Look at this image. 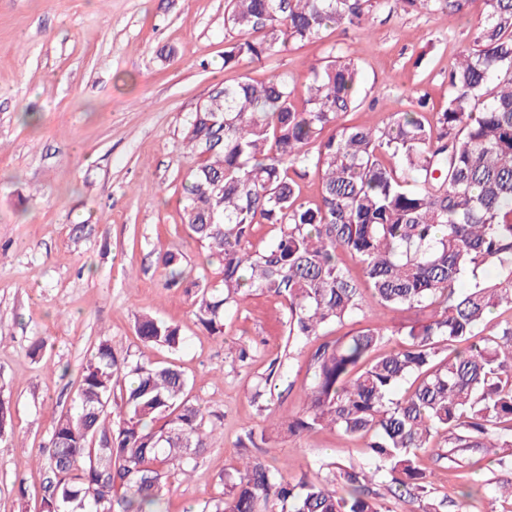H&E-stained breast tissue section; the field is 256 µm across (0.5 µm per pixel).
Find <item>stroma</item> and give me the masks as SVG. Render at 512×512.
Segmentation results:
<instances>
[{"label":"stroma","mask_w":512,"mask_h":512,"mask_svg":"<svg viewBox=\"0 0 512 512\" xmlns=\"http://www.w3.org/2000/svg\"><path fill=\"white\" fill-rule=\"evenodd\" d=\"M225 0H0V398L12 429L0 436V512H40L49 477L36 463L54 424L72 411L90 350L109 340L121 357L148 352L185 373L214 435L189 475L172 479L166 512H197L223 492L242 455L292 477L340 485L338 466L368 467L362 440L321 428L299 436L266 430L267 419L303 409L312 384V343H289L281 298L252 293L224 321V336L202 331L194 291L165 287L159 248L175 244L189 266L180 202L193 163L183 139L196 105L224 81L285 73L304 98L308 69L337 44L361 67L360 107L348 122L374 125L427 94L448 99V65L468 46L484 10L373 14L365 29L327 31L324 41L224 67ZM144 312L181 326L172 352L144 349L134 325ZM421 311L375 317L372 299L354 321L326 329L333 340L381 319L395 348ZM42 349H35V342ZM246 360H239L240 349ZM273 396L255 398L261 378ZM262 433L244 445L246 431ZM437 496L478 490L474 512H512L490 484L495 454L482 470L450 472L425 456Z\"/></svg>","instance_id":"obj_1"}]
</instances>
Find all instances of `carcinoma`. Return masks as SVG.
Wrapping results in <instances>:
<instances>
[{
  "mask_svg": "<svg viewBox=\"0 0 512 512\" xmlns=\"http://www.w3.org/2000/svg\"><path fill=\"white\" fill-rule=\"evenodd\" d=\"M390 1L407 14L450 17L472 2L226 0L224 69L321 42L332 28L362 29ZM483 2L436 112L424 93L376 125L342 122L360 106V68L334 45L310 66L300 108L286 73L226 83L196 106L184 132L196 163L182 185L183 224L203 270L216 271L213 281L198 278L197 325L223 337L224 319L257 291L283 299L293 342L356 318L366 291L381 311H430L395 350L380 351L384 328L374 324L317 345L303 412L285 424L295 436L329 427L364 439L372 470L338 468V491L255 458L226 475L224 493L201 512H382L373 484L383 477L417 512H471L464 498L431 497L420 459L474 469L479 448L508 449L496 487L512 498V317L491 318L512 311V0ZM310 167L320 183L314 201L297 183ZM260 225L276 234L255 245ZM184 260L175 246L158 250L165 287L182 285ZM135 332L145 347L183 345L179 325L147 313ZM187 389L176 365L120 359L99 341L77 411L54 426L41 512H163L172 472L187 473L208 438ZM94 433L106 447L90 449Z\"/></svg>",
  "mask_w": 512,
  "mask_h": 512,
  "instance_id": "obj_1",
  "label": "carcinoma"
}]
</instances>
